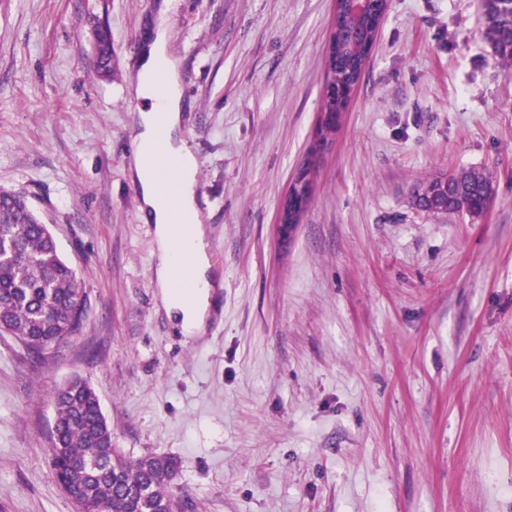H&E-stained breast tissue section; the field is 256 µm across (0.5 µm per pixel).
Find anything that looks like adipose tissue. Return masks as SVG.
I'll return each instance as SVG.
<instances>
[{
	"label": "adipose tissue",
	"mask_w": 512,
	"mask_h": 512,
	"mask_svg": "<svg viewBox=\"0 0 512 512\" xmlns=\"http://www.w3.org/2000/svg\"><path fill=\"white\" fill-rule=\"evenodd\" d=\"M166 77L163 89H156L150 77L155 71ZM138 98L159 102V111H143L138 115L139 131L134 152L136 171L155 166L151 146L158 131H165L167 153L177 168L165 178L164 186L149 181L141 183L140 207L144 223L154 225L159 248L158 282L169 313L174 314L184 335H192L203 324L209 307L210 262L208 244L201 222L178 223L181 214H198L195 187L197 162L181 135L183 93L177 69L166 52V31L156 28L141 59L134 88ZM164 112V123H157V112ZM189 239L191 249L174 254L176 238Z\"/></svg>",
	"instance_id": "obj_1"
}]
</instances>
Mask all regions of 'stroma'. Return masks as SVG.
<instances>
[{
	"mask_svg": "<svg viewBox=\"0 0 512 512\" xmlns=\"http://www.w3.org/2000/svg\"><path fill=\"white\" fill-rule=\"evenodd\" d=\"M335 0H0V186L76 269L79 335L0 332V512H76L49 460L53 392L100 396L112 444L172 455L194 512H512V74L482 0H389L311 200ZM166 16L213 278L182 335L131 177L130 83ZM112 77L91 69L93 23ZM490 173L481 216L416 208L440 172ZM312 194L311 171L304 165L291 178L288 192L281 199L277 211V233L285 241L297 227L300 216Z\"/></svg>",
	"mask_w": 512,
	"mask_h": 512,
	"instance_id": "35a3bbf8",
	"label": "stroma"
}]
</instances>
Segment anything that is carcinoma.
Segmentation results:
<instances>
[{
	"instance_id": "carcinoma-1",
	"label": "carcinoma",
	"mask_w": 512,
	"mask_h": 512,
	"mask_svg": "<svg viewBox=\"0 0 512 512\" xmlns=\"http://www.w3.org/2000/svg\"><path fill=\"white\" fill-rule=\"evenodd\" d=\"M494 24L484 39L494 62L512 69V0H486ZM97 67L104 75L112 52L108 28L99 29ZM490 178L476 169L462 170L448 184V212L478 216ZM88 297L75 269L59 253L38 216L27 208L22 192L0 187V327L20 338L34 353L80 334ZM56 411L50 449L55 476L79 478L74 492L83 512H165L180 462L173 456L127 457L117 448H103L112 439L99 396L90 384L76 378L53 396Z\"/></svg>"
}]
</instances>
